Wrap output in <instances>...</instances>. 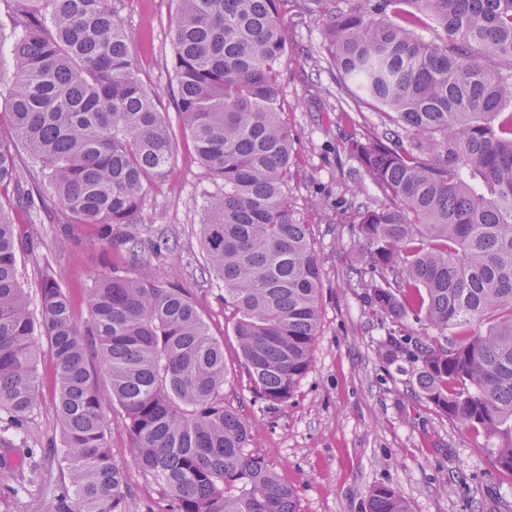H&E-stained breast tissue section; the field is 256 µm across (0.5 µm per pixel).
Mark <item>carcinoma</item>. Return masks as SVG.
Masks as SVG:
<instances>
[{"label":"carcinoma","instance_id":"obj_1","mask_svg":"<svg viewBox=\"0 0 512 512\" xmlns=\"http://www.w3.org/2000/svg\"><path fill=\"white\" fill-rule=\"evenodd\" d=\"M16 36L0 139V187L25 177L50 197L0 200V503L40 481L21 436L39 398L46 337L67 479L50 512H127L124 467L104 408L123 413L131 462L169 512H299L294 488L250 451L251 425L224 405V344L190 290L160 281L170 239L141 223L146 189L173 156L164 113L138 77L112 0H3ZM170 25L178 114L219 189L201 246L224 286L239 362L267 407L288 403L311 368L322 271L310 225L288 197L292 138L281 119L283 15L322 18L326 48L351 98L336 150L383 201L337 206L353 224L354 287L389 323L377 347L413 367V386L441 414L483 433L512 475V0H176ZM31 165L22 172L13 145ZM51 209L64 242L95 224L100 244L139 260L133 276L97 277L89 320H74L50 276L36 322L15 252V209ZM423 323L425 336L407 332ZM367 512H409L393 488Z\"/></svg>","mask_w":512,"mask_h":512}]
</instances>
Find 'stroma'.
<instances>
[{
    "label": "stroma",
    "instance_id": "35a3bbf8",
    "mask_svg": "<svg viewBox=\"0 0 512 512\" xmlns=\"http://www.w3.org/2000/svg\"><path fill=\"white\" fill-rule=\"evenodd\" d=\"M125 21L129 47L143 85L156 97L170 126L174 155L167 180L150 187L144 223L166 231L173 252L155 264L156 276L208 291L204 317L212 335L224 340L230 370L224 401L249 419L256 450L298 493L300 512H366L376 486L397 490L409 512H512V476L501 472L485 438L465 431L413 390L408 365H387L375 354L385 324L373 316L347 274L357 265L354 229L334 205L350 188L365 202L379 193L354 161L334 152L348 131L339 118L347 101L344 82L325 59L323 22L290 10L285 17L288 63L283 68L282 112L294 144L295 174L288 191L310 224L322 269L321 325L314 360L288 404L267 408L257 399L238 365V345L224 318L219 284L208 274L200 244V223L215 186L200 167L194 145L180 122L174 80L170 23L175 0H112ZM76 240L60 245L49 218L20 224L18 267L32 311L40 309V284L51 275L69 294L74 318H89L86 297L106 265L134 272L129 256L103 258L96 230L75 228ZM39 402L29 422L28 444L48 449V480L36 499L20 498L13 512H50L53 488L62 476L61 433L55 413L54 369L48 348L38 355ZM114 460L124 465L128 512H164L150 476L130 462L121 413L105 407Z\"/></svg>",
    "mask_w": 512,
    "mask_h": 512
}]
</instances>
